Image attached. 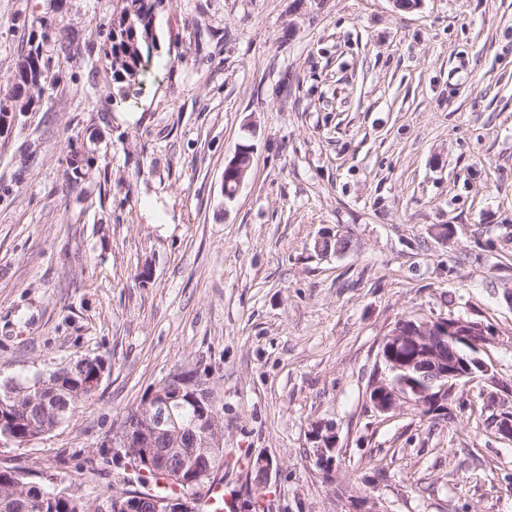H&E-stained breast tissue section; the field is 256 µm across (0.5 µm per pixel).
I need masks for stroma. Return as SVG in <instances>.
<instances>
[{
  "label": "stroma",
  "mask_w": 512,
  "mask_h": 512,
  "mask_svg": "<svg viewBox=\"0 0 512 512\" xmlns=\"http://www.w3.org/2000/svg\"><path fill=\"white\" fill-rule=\"evenodd\" d=\"M111 20L112 0H0V80L45 28L71 43L52 96L0 131V380L112 364L71 422L0 461L122 492L113 468L77 464L163 377L204 368L225 503L512 512V441L495 431L512 411V0H164L127 96L98 57ZM244 142L253 164L228 200ZM325 231L346 250L316 252ZM448 315L487 327L474 354L494 403L477 379L426 417L377 411L390 326ZM318 421L336 431L329 468ZM310 440L315 443L318 459L324 467H329L333 463V457L328 456L336 446V433L331 423L320 422L315 424L309 433Z\"/></svg>",
  "instance_id": "35a3bbf8"
}]
</instances>
